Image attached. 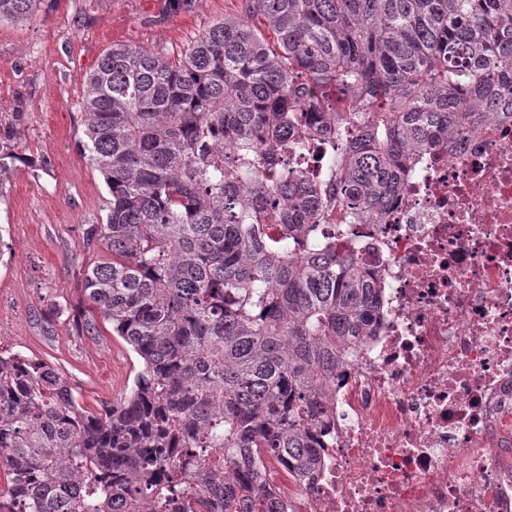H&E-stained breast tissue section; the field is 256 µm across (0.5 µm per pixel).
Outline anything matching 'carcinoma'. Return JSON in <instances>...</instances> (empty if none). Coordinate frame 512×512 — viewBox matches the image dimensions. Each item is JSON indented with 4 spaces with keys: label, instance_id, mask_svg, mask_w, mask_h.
Masks as SVG:
<instances>
[{
    "label": "carcinoma",
    "instance_id": "cac0c4a2",
    "mask_svg": "<svg viewBox=\"0 0 512 512\" xmlns=\"http://www.w3.org/2000/svg\"><path fill=\"white\" fill-rule=\"evenodd\" d=\"M177 60L107 49L80 101L105 176L85 247L92 313L136 354L91 409L38 358L0 351V512H254L262 456L315 468L326 391L378 310L323 223L378 221L405 158L512 118V0H248ZM43 0H0V23ZM334 187L283 178L318 124ZM16 152L0 138V185Z\"/></svg>",
    "mask_w": 512,
    "mask_h": 512
}]
</instances>
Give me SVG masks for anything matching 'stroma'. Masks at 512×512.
<instances>
[{"instance_id": "obj_1", "label": "stroma", "mask_w": 512, "mask_h": 512, "mask_svg": "<svg viewBox=\"0 0 512 512\" xmlns=\"http://www.w3.org/2000/svg\"><path fill=\"white\" fill-rule=\"evenodd\" d=\"M245 0H44L27 22L0 24V129L13 132L23 163L0 189V351L52 366L91 408L121 397L139 369L109 324L93 335L83 293L100 252L84 245L109 194L81 151L86 78L115 44L177 59L213 22L242 16Z\"/></svg>"}]
</instances>
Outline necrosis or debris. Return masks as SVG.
Returning a JSON list of instances; mask_svg holds the SVG:
<instances>
[{
  "label": "necrosis or debris",
  "mask_w": 512,
  "mask_h": 512,
  "mask_svg": "<svg viewBox=\"0 0 512 512\" xmlns=\"http://www.w3.org/2000/svg\"><path fill=\"white\" fill-rule=\"evenodd\" d=\"M326 221L377 328L327 391L317 471L266 461L268 512H512V121L412 156L379 222Z\"/></svg>",
  "instance_id": "necrosis-or-debris-1"
}]
</instances>
